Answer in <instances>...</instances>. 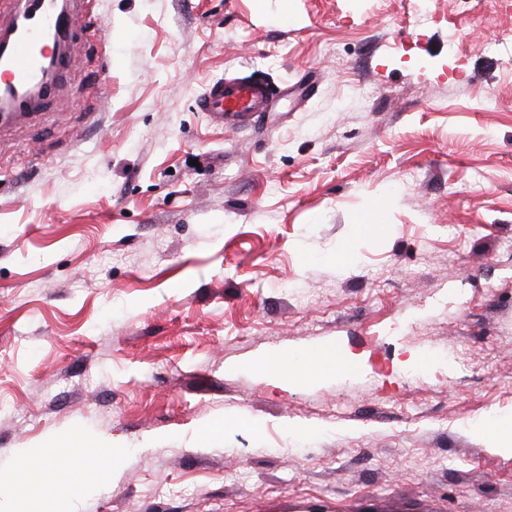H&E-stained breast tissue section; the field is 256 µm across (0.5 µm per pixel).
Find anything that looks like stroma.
Instances as JSON below:
<instances>
[{"instance_id":"1","label":"stroma","mask_w":512,"mask_h":512,"mask_svg":"<svg viewBox=\"0 0 512 512\" xmlns=\"http://www.w3.org/2000/svg\"><path fill=\"white\" fill-rule=\"evenodd\" d=\"M431 10L89 0L0 125V483L60 448L87 494L0 512H512L475 429L512 416V5ZM251 74L272 112L198 110ZM329 347L357 370L252 366Z\"/></svg>"}]
</instances>
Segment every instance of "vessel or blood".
Masks as SVG:
<instances>
[{
	"instance_id": "vessel-or-blood-1",
	"label": "vessel or blood",
	"mask_w": 512,
	"mask_h": 512,
	"mask_svg": "<svg viewBox=\"0 0 512 512\" xmlns=\"http://www.w3.org/2000/svg\"><path fill=\"white\" fill-rule=\"evenodd\" d=\"M8 21L0 25V36L8 37L7 52L0 57V121L24 119L40 109L43 98L30 96L29 90L43 74L53 34L71 25L75 0L56 6L54 0H9ZM272 96L260 79L254 77L215 81L198 98L197 107L210 122L234 125L265 111Z\"/></svg>"
}]
</instances>
